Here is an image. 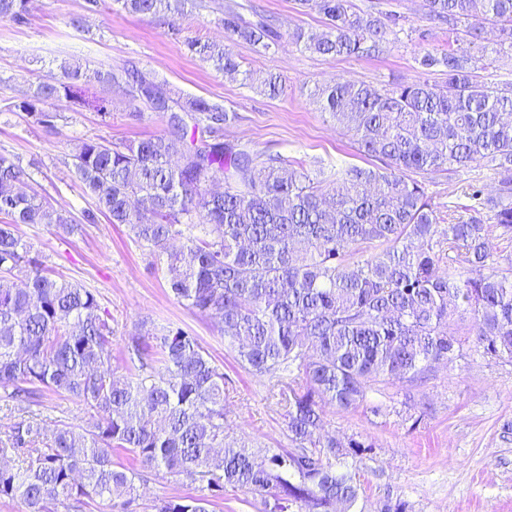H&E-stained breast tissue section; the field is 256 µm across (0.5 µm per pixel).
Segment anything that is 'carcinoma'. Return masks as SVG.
Segmentation results:
<instances>
[{"label":"carcinoma","mask_w":512,"mask_h":512,"mask_svg":"<svg viewBox=\"0 0 512 512\" xmlns=\"http://www.w3.org/2000/svg\"><path fill=\"white\" fill-rule=\"evenodd\" d=\"M142 17L177 16L190 0H117ZM325 18L321 33L292 34L322 56H363L397 25L362 15L351 0H301ZM27 0H0V18H23ZM429 19L453 42L475 36V20L512 38V0H427ZM224 34L254 44L275 27L244 25L224 13ZM190 49L226 73L240 63L225 44ZM442 85L380 91L336 78L316 90L322 111L345 126L362 153L382 165L351 167L313 180L280 154L224 142L234 119L203 98H176L138 69L66 67L14 108L39 124L55 116L48 101L82 99V83L124 89L135 116L148 111L165 130L139 140L79 141L71 165L96 214L123 224L162 258L174 297L220 321V333L245 369L279 388L288 447L261 455L226 441L224 372L197 337L166 327L127 345L131 377L112 374V325L94 290L56 276L18 234L19 226L75 223L40 196L20 161L0 154V388L19 419L0 439V499L22 512H85L97 496L135 512L139 472L114 460L123 451L143 469L161 467L210 496L159 499L152 512H209L224 489L261 496L263 512H353L361 481L333 460L363 444L323 433L324 406H360L379 382H414L434 364L453 362L473 342L481 356L512 363V254H495L491 236L512 243V93L478 82L468 58L450 48L426 53ZM486 160L498 183L474 189L471 217L440 225L423 181ZM224 183L212 193L209 185ZM368 250L361 264L354 256ZM26 271L21 285L4 278ZM51 391L81 402L91 422L57 426L46 446L40 421L27 416ZM26 466L7 465L11 456Z\"/></svg>","instance_id":"obj_1"}]
</instances>
